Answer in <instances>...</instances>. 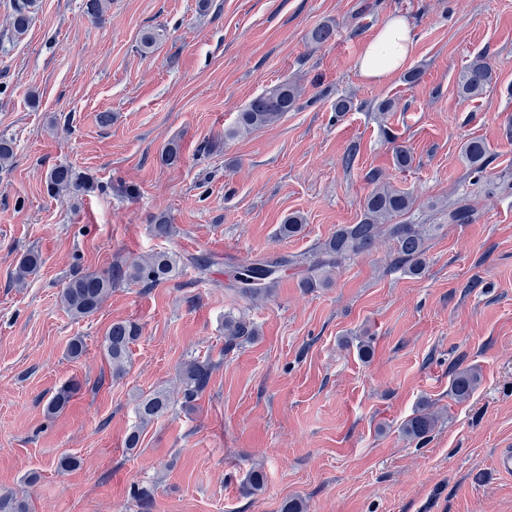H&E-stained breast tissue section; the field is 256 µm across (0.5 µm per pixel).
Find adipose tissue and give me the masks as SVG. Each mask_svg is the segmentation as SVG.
<instances>
[{
	"mask_svg": "<svg viewBox=\"0 0 512 512\" xmlns=\"http://www.w3.org/2000/svg\"><path fill=\"white\" fill-rule=\"evenodd\" d=\"M412 49L413 33L408 22L402 16H391L363 45L356 69L366 80H382L406 67Z\"/></svg>",
	"mask_w": 512,
	"mask_h": 512,
	"instance_id": "adipose-tissue-1",
	"label": "adipose tissue"
}]
</instances>
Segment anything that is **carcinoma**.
<instances>
[{
  "mask_svg": "<svg viewBox=\"0 0 512 512\" xmlns=\"http://www.w3.org/2000/svg\"><path fill=\"white\" fill-rule=\"evenodd\" d=\"M34 0H25L13 10V29L25 31L31 21L29 7ZM493 69L483 55L474 56L462 69L458 80L461 97L471 99L482 95L493 83ZM300 90L288 83L276 84L253 97L240 113L235 135L270 126L292 111ZM488 149L478 138L466 140L461 148L462 158L472 172L480 174L486 169ZM46 187L54 196L85 194L94 189V184L70 165H57L46 174ZM414 198L405 192L379 188L366 198L363 215L356 224H342L322 246L309 256L279 255L238 262L232 266L229 287L249 299L267 296L279 281L282 271L290 267L301 268L300 286L316 288L325 274L342 266L354 256L369 254L380 238L393 242L396 258L394 266L406 274L417 275L421 270L425 252L426 227L423 224H391L392 217L412 209ZM475 215L474 206L467 199L448 205V223L469 224ZM304 218L298 213L289 215L280 225V237L287 239L298 234ZM41 259L35 252L26 253L18 262L16 280L23 283L39 268ZM182 263L181 257L168 253H157L123 268L119 265L107 271L74 275L60 294L63 310L74 319H84L96 313L112 288L121 282L144 283L154 286L171 279ZM141 328L131 321H116L109 327L103 341L104 355L112 366V375L122 376L130 344L139 338ZM256 336L253 323L243 316H224V338L227 346L252 341ZM214 370L213 363L206 359L193 358L181 363L179 381L183 404L191 405L207 389ZM480 377L478 372L467 369L457 372L451 381V393L460 402L467 400ZM80 384L71 381L62 384L50 397L46 410L56 414L68 406ZM173 405L170 394L156 391L138 400L136 412L142 423L166 414ZM437 416L426 409L417 411L403 426L405 436L417 442L424 441L435 429Z\"/></svg>",
  "mask_w": 512,
  "mask_h": 512,
  "instance_id": "cac0c4a2",
  "label": "carcinoma"
}]
</instances>
